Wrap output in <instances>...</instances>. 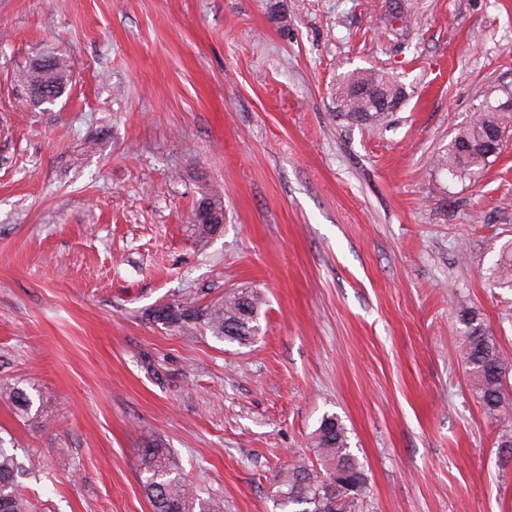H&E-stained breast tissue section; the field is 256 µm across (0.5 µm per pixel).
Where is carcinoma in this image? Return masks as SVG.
<instances>
[{
    "label": "carcinoma",
    "instance_id": "cac0c4a2",
    "mask_svg": "<svg viewBox=\"0 0 512 512\" xmlns=\"http://www.w3.org/2000/svg\"><path fill=\"white\" fill-rule=\"evenodd\" d=\"M52 67L37 71L27 68L22 75L28 85L37 84L60 98L69 80L66 59L55 52ZM352 85H368L383 94L399 95L401 88L385 75L370 69L355 70L337 86L336 95L345 102L346 111L339 116L351 123L377 121L384 114L372 111L373 101L348 98ZM512 127V111L494 112L484 106L469 126L460 130L448 148L434 158L435 167L454 178H464L482 172L490 157L499 154L494 133ZM501 286L512 288V249L501 258L495 269ZM262 296L253 288L233 289L224 298L203 308L195 302H175L167 305L170 312L157 309L154 321L187 331L196 325L204 327L212 336L229 343L244 344L260 329ZM465 325L461 357L468 368L480 403L494 413L506 402V364L496 341L490 336L476 315L463 313ZM7 395L15 409L24 416L32 411L33 399L24 391L0 388V396ZM311 445L319 466L293 464L281 470L273 499L279 512H360V503L368 491V475L357 455L353 453L348 429L335 414H325L311 436ZM32 467L18 458L14 449L6 446L0 436V512H28L22 497L20 480ZM144 491L152 512H215V507L198 498L173 460L157 447L146 448L141 455Z\"/></svg>",
    "mask_w": 512,
    "mask_h": 512
}]
</instances>
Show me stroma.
Instances as JSON below:
<instances>
[{
  "label": "stroma",
  "mask_w": 512,
  "mask_h": 512,
  "mask_svg": "<svg viewBox=\"0 0 512 512\" xmlns=\"http://www.w3.org/2000/svg\"><path fill=\"white\" fill-rule=\"evenodd\" d=\"M49 50L69 83L39 106L21 75ZM370 68L403 104L339 119ZM510 91L512 0H0V383L36 400L0 398V436L40 463L29 512H152L154 445L221 512H273L327 413L362 512H512V406L459 357L472 311L512 363V134L475 176L431 164ZM244 287L243 345L149 316ZM351 85H368L376 87L382 94L403 95L401 88L394 84L384 74L377 73L370 69L355 70L351 72L344 81L337 86L336 95L338 99L345 102L347 112H338L337 116L343 117L351 123H367L377 121L385 116V113L396 110L400 103L393 102L387 98L381 99L378 112H368L373 108V101L365 98H346L347 90Z\"/></svg>",
  "instance_id": "obj_1"
}]
</instances>
